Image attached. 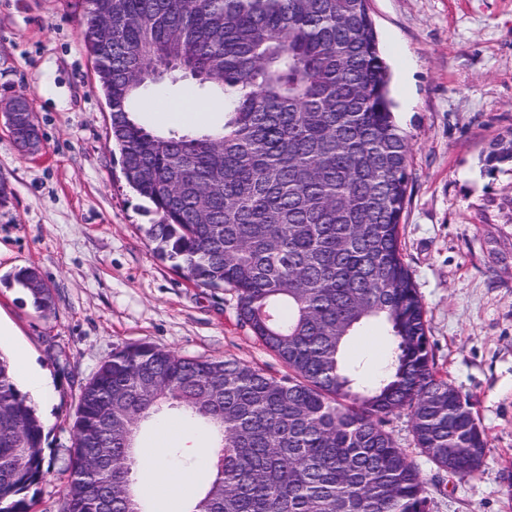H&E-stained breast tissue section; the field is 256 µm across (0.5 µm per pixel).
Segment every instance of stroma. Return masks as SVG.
Returning a JSON list of instances; mask_svg holds the SVG:
<instances>
[{"label": "stroma", "instance_id": "stroma-1", "mask_svg": "<svg viewBox=\"0 0 512 512\" xmlns=\"http://www.w3.org/2000/svg\"><path fill=\"white\" fill-rule=\"evenodd\" d=\"M85 0H0V100L26 94L42 132L35 157L0 116V325L51 379L36 410L51 469L32 512H60L80 390L112 352L149 343L182 356L235 358L277 376L286 365L237 316L229 288L196 285L145 235L156 221L127 184L110 110L85 52ZM390 70L394 117L412 145L402 246L423 302L436 370L488 437L479 472L449 475L415 448L406 412L386 430L409 451L431 512H512V0H369ZM37 268L52 290L37 311L13 276ZM370 328L347 344L365 378L388 363Z\"/></svg>", "mask_w": 512, "mask_h": 512}]
</instances>
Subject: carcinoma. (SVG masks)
<instances>
[{
	"label": "carcinoma",
	"mask_w": 512,
	"mask_h": 512,
	"mask_svg": "<svg viewBox=\"0 0 512 512\" xmlns=\"http://www.w3.org/2000/svg\"><path fill=\"white\" fill-rule=\"evenodd\" d=\"M112 12V37L99 22ZM84 47L112 106L130 187L158 220V256L228 287L239 320L286 366L185 357L140 343L81 388L62 512H153L136 486L139 437L176 412L216 452L188 512H431L429 490L384 428L409 415L438 469L473 475L487 439L468 400L434 370L400 226L412 179L368 0H87ZM173 65L222 102L220 121L150 129L136 102ZM512 159V139L490 162ZM16 283L40 312V274ZM379 322L390 361L371 380L344 356ZM45 427L0 353V512H29L45 475ZM91 448L112 449L98 468Z\"/></svg>",
	"instance_id": "obj_1"
}]
</instances>
